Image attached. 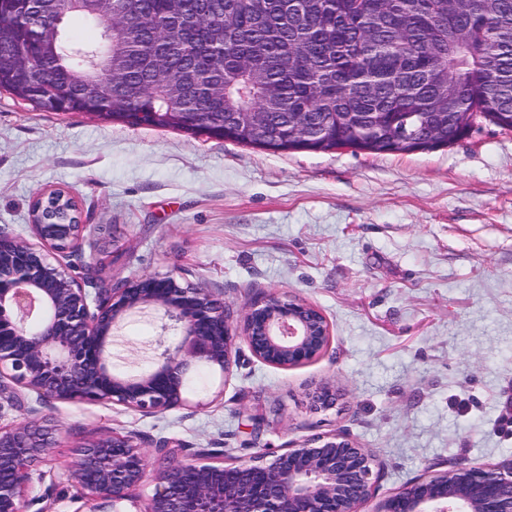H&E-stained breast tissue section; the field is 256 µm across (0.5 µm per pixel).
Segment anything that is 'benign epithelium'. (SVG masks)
<instances>
[{"label": "benign epithelium", "instance_id": "1", "mask_svg": "<svg viewBox=\"0 0 512 512\" xmlns=\"http://www.w3.org/2000/svg\"><path fill=\"white\" fill-rule=\"evenodd\" d=\"M322 136L299 120L288 141ZM32 220L38 243L0 234V380L39 400L112 402L144 415L187 402L189 362L229 374L242 339L256 360L290 369L320 357L331 341L323 313L305 300L275 291L244 307L243 319L204 288L173 276L145 275L99 286L75 276L57 258L80 251L78 208L70 194L43 192ZM152 308L180 341L157 354L136 377L112 371V333L127 317ZM60 427L24 420L0 426V512H30L49 494L32 495V471L50 460ZM200 449L156 470L154 492L140 487L148 453L132 434L114 432L79 446L72 477L89 512H361L373 498L378 473L369 451L343 432L261 448L245 461ZM372 512H512V468L458 465L416 479L380 500Z\"/></svg>", "mask_w": 512, "mask_h": 512}]
</instances>
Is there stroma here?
<instances>
[{"label": "stroma", "mask_w": 512, "mask_h": 512, "mask_svg": "<svg viewBox=\"0 0 512 512\" xmlns=\"http://www.w3.org/2000/svg\"><path fill=\"white\" fill-rule=\"evenodd\" d=\"M70 192L100 281L170 275L241 315L272 291L319 308L328 349L284 370L242 350L229 377L193 366L190 402L154 415L37 402L0 382V424L61 428L33 477L50 512H89L71 479L80 443L131 432L248 459L342 431L373 455L376 498L460 464L512 466V132L484 122L410 155L273 153L91 114L42 112L0 91V227L31 238L38 193ZM158 314L127 318L114 370L151 369ZM336 404H315L316 388ZM262 419L253 433V418Z\"/></svg>", "instance_id": "stroma-1"}]
</instances>
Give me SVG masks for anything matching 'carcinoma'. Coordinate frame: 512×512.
Instances as JSON below:
<instances>
[{
  "label": "carcinoma",
  "instance_id": "1",
  "mask_svg": "<svg viewBox=\"0 0 512 512\" xmlns=\"http://www.w3.org/2000/svg\"><path fill=\"white\" fill-rule=\"evenodd\" d=\"M142 25L130 35L103 0L68 5L52 39L41 20L60 0H0V90L45 112L91 114L102 84L112 113L133 126L169 128L152 112L218 117L206 135L244 145L253 113L278 142L288 118L326 120L324 152L371 146L408 154L441 130L454 142L487 121L512 118V0H133ZM79 14L89 42L66 31ZM53 60L37 82L19 53ZM455 97L454 112L444 101ZM474 114L463 127L458 113Z\"/></svg>",
  "mask_w": 512,
  "mask_h": 512
}]
</instances>
